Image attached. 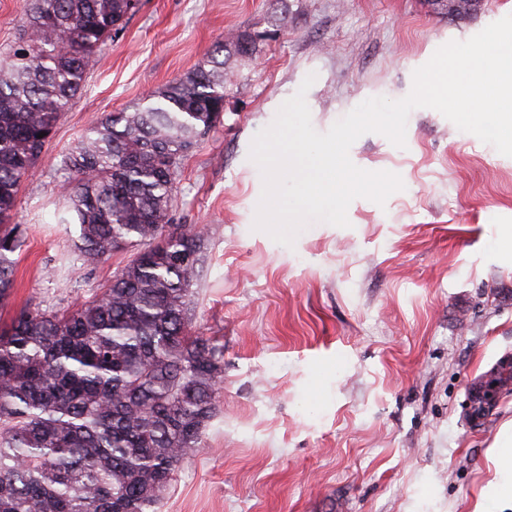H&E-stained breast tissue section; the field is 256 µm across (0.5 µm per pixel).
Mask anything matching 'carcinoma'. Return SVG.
<instances>
[{"label": "carcinoma", "mask_w": 512, "mask_h": 512, "mask_svg": "<svg viewBox=\"0 0 512 512\" xmlns=\"http://www.w3.org/2000/svg\"><path fill=\"white\" fill-rule=\"evenodd\" d=\"M138 0H28L0 67V303L25 245L10 224L94 56ZM212 56L122 112L62 161L59 184L88 265L133 259L61 312L31 303L0 326V512H158L162 492L223 404L224 346L191 331L204 231L171 223L182 161L224 110ZM45 136H40V133Z\"/></svg>", "instance_id": "cac0c4a2"}]
</instances>
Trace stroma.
Here are the masks:
<instances>
[{
  "label": "stroma",
  "mask_w": 512,
  "mask_h": 512,
  "mask_svg": "<svg viewBox=\"0 0 512 512\" xmlns=\"http://www.w3.org/2000/svg\"><path fill=\"white\" fill-rule=\"evenodd\" d=\"M512 14L483 0L451 20L429 0H140L19 187L26 244L0 320L28 300L64 309L132 258L94 265L58 224L61 160L103 115L142 101L247 31L227 60L215 127L184 159L173 223L205 228L192 329L224 346V401L185 456L160 512H473L512 392L483 424L471 387L512 357V157L431 108L406 145L360 137L358 167L401 176L385 205L358 198L349 227L309 224L293 246L254 229L263 183L254 136L308 74L317 131L370 97L404 98L438 47Z\"/></svg>",
  "instance_id": "1"
}]
</instances>
